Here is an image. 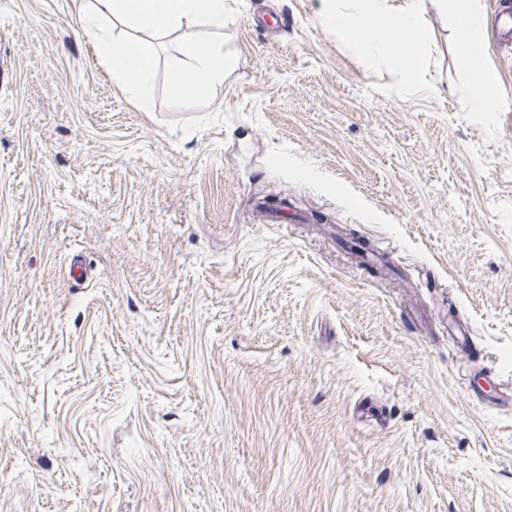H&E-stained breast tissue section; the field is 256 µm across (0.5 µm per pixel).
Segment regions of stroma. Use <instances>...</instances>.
I'll return each mask as SVG.
<instances>
[{
	"mask_svg": "<svg viewBox=\"0 0 512 512\" xmlns=\"http://www.w3.org/2000/svg\"><path fill=\"white\" fill-rule=\"evenodd\" d=\"M80 3L0 0V512H512V0L465 2L495 112L432 0L415 85L229 0L148 112Z\"/></svg>",
	"mask_w": 512,
	"mask_h": 512,
	"instance_id": "35a3bbf8",
	"label": "stroma"
}]
</instances>
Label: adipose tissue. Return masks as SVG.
I'll list each match as a JSON object with an SVG mask.
<instances>
[{"mask_svg": "<svg viewBox=\"0 0 512 512\" xmlns=\"http://www.w3.org/2000/svg\"><path fill=\"white\" fill-rule=\"evenodd\" d=\"M354 8L326 7L320 19L337 34L361 48L366 63L385 53L401 62L407 84L418 81L424 60L413 50L411 42L420 23L416 10L381 9L378 0H357ZM227 0H89L80 8L79 20L92 36L102 60L119 84L132 87L141 110H150L154 98L152 68L158 38L178 34L180 51L188 61L186 67L170 75L176 96L202 97L217 83L223 82L229 65L224 47L217 41L202 43L201 27L218 31L224 26ZM116 19L134 30L136 36L117 43L106 20ZM392 28L404 37L394 46L381 37L383 28Z\"/></svg>", "mask_w": 512, "mask_h": 512, "instance_id": "1", "label": "adipose tissue"}]
</instances>
